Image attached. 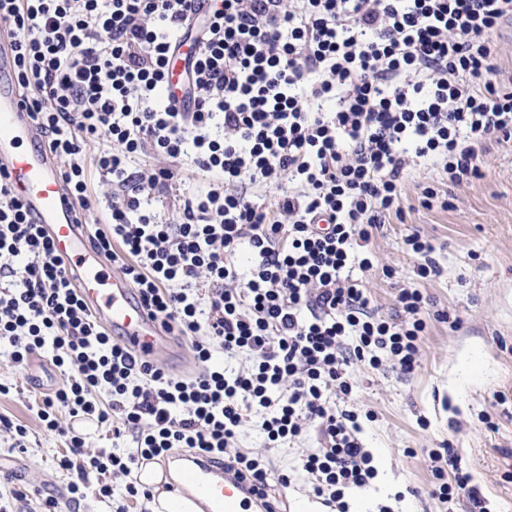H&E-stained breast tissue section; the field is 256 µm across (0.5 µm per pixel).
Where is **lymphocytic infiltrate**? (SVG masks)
Instances as JSON below:
<instances>
[{"mask_svg": "<svg viewBox=\"0 0 512 512\" xmlns=\"http://www.w3.org/2000/svg\"><path fill=\"white\" fill-rule=\"evenodd\" d=\"M0 21L82 222L97 210L89 170L108 188L93 246L202 365L176 377L112 336L0 165V344L15 365L46 354L60 372L38 416L64 439L71 492L92 484L109 503L121 480L127 501L151 499L131 475L173 448L268 490L270 459L237 446L260 413L272 447L311 429L319 442L279 484L306 476L323 506L348 512L346 490L377 469L357 413L331 398L351 394L359 364L411 374L427 323L419 290L400 289L386 317L345 269L355 244L404 219L414 163L469 183L483 176L478 148L512 139L495 40L512 0H0ZM196 22L193 105L179 111L167 67ZM189 151L208 187L180 197L178 223H159L148 206ZM284 179L294 186L275 206L251 197ZM220 354L247 363L229 372ZM59 408L129 449H89Z\"/></svg>", "mask_w": 512, "mask_h": 512, "instance_id": "f902f5d3", "label": "lymphocytic infiltrate"}]
</instances>
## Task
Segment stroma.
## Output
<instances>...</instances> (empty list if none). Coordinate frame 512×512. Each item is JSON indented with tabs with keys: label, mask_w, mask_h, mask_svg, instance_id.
I'll return each mask as SVG.
<instances>
[{
	"label": "stroma",
	"mask_w": 512,
	"mask_h": 512,
	"mask_svg": "<svg viewBox=\"0 0 512 512\" xmlns=\"http://www.w3.org/2000/svg\"><path fill=\"white\" fill-rule=\"evenodd\" d=\"M485 176L452 190L449 210L424 209L417 186L446 188L441 166L425 162L409 169L403 187L404 220L388 219L369 248L377 257L372 270H355L380 313L392 312L399 289L416 288L430 311H447L458 328L430 319L420 342L419 365L404 376L390 364L355 367L349 397L339 406L360 415L361 438L374 455L378 474L371 487L346 495L349 512H473L469 498L443 505L430 495L435 482L428 450L452 448L458 465L471 473L489 512H512V141H490L478 150ZM434 247L438 275L420 277V260L404 240L413 232ZM394 270L385 277L383 267ZM60 375L47 359L14 366L0 355V417L26 426L27 450H10V435L0 432V499L13 488L37 489V498L12 502L15 512H42L43 500L62 512H108L94 488L81 498L70 492L72 478L58 466L65 451L61 437L47 434L37 402L57 387ZM374 419H367V412ZM239 447L268 454L275 472L291 469L302 450L316 447L309 434L288 448L268 449L258 418L242 427ZM416 449L413 457L404 456Z\"/></svg>",
	"instance_id": "35a3bbf8"
}]
</instances>
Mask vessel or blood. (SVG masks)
I'll return each instance as SVG.
<instances>
[{"label":"vessel or blood","instance_id":"1","mask_svg":"<svg viewBox=\"0 0 512 512\" xmlns=\"http://www.w3.org/2000/svg\"><path fill=\"white\" fill-rule=\"evenodd\" d=\"M192 47L180 45L169 64L173 97L185 82L186 58ZM0 164L9 173L15 194L35 223L44 225L56 251L71 264L86 303L133 350L152 356L167 338L150 318L125 278L112 274L88 242L85 225L75 220L76 206L66 200L59 164L41 144L39 133L20 97L12 56L0 52ZM166 485L179 492L199 488L210 512H267L266 500L248 491L232 471L194 456L165 475Z\"/></svg>","mask_w":512,"mask_h":512}]
</instances>
